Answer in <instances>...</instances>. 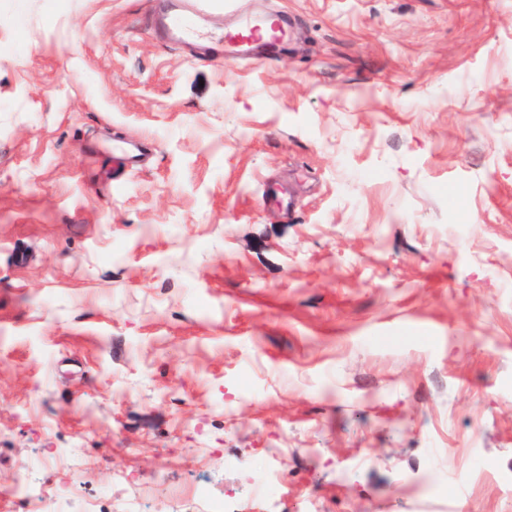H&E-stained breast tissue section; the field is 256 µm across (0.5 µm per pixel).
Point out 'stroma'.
<instances>
[{
    "label": "stroma",
    "mask_w": 512,
    "mask_h": 512,
    "mask_svg": "<svg viewBox=\"0 0 512 512\" xmlns=\"http://www.w3.org/2000/svg\"><path fill=\"white\" fill-rule=\"evenodd\" d=\"M215 4L0 0V512H512V0ZM194 15L176 12L165 15L160 20V27L179 41L190 43L198 40L194 24ZM273 21L271 16L264 17L261 19L253 20L251 22L243 23L241 26V32L239 35H243V33H247V37L244 38V43L239 45L241 41L237 40V45L239 46L237 49L229 52L226 60L228 62H234L241 56L248 55L255 48H263L266 45L272 42H280L281 36L283 35V31H281V36H277L270 41H265L264 38L259 34L262 29H264L268 24H272ZM257 33V35H255ZM15 496L19 500H23L30 505L28 512H43L42 503L44 501L43 494L40 490L32 485L28 479L23 476L18 480Z\"/></svg>",
    "instance_id": "stroma-1"
}]
</instances>
